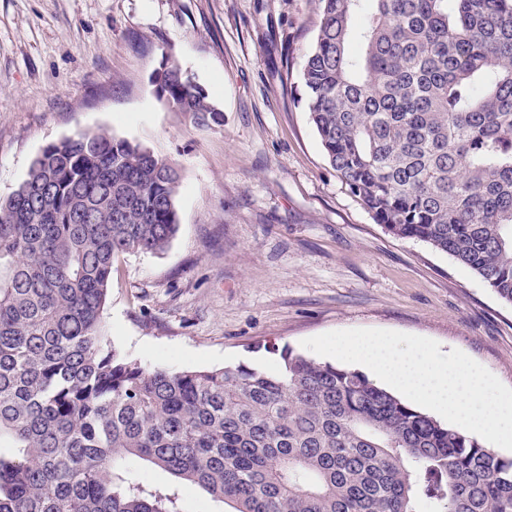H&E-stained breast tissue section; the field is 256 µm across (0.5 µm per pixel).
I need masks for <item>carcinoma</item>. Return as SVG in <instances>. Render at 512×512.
<instances>
[{"instance_id": "cac0c4a2", "label": "carcinoma", "mask_w": 512, "mask_h": 512, "mask_svg": "<svg viewBox=\"0 0 512 512\" xmlns=\"http://www.w3.org/2000/svg\"><path fill=\"white\" fill-rule=\"evenodd\" d=\"M318 4L302 80L329 164L512 304V0ZM152 83L220 119L177 63ZM179 183L101 130L46 145L0 199V512H184L182 483L229 512H512V459L357 369L286 349L277 372L148 370L111 348L115 263L168 245Z\"/></svg>"}]
</instances>
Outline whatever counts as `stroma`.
<instances>
[{"label": "stroma", "mask_w": 512, "mask_h": 512, "mask_svg": "<svg viewBox=\"0 0 512 512\" xmlns=\"http://www.w3.org/2000/svg\"><path fill=\"white\" fill-rule=\"evenodd\" d=\"M318 29V0H0V198L81 132L178 166L175 236L118 259L102 312L145 368L276 372L303 339L365 328L434 339L512 387V304L377 224L328 163L302 83ZM168 57L221 122L157 95Z\"/></svg>", "instance_id": "obj_1"}]
</instances>
